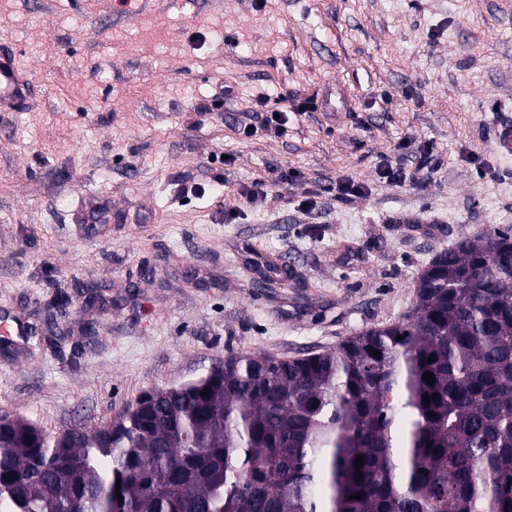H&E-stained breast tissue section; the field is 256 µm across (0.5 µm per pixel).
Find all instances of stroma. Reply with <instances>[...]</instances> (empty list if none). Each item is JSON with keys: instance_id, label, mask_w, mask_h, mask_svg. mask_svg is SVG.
Segmentation results:
<instances>
[{"instance_id": "stroma-1", "label": "stroma", "mask_w": 512, "mask_h": 512, "mask_svg": "<svg viewBox=\"0 0 512 512\" xmlns=\"http://www.w3.org/2000/svg\"><path fill=\"white\" fill-rule=\"evenodd\" d=\"M1 48L32 81L0 112V415L47 433L233 354L335 348L407 313L438 253L512 230V0H0ZM329 84L338 111H299ZM261 97L284 135L237 128ZM426 146L431 175L380 177Z\"/></svg>"}]
</instances>
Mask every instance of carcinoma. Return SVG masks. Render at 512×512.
I'll return each mask as SVG.
<instances>
[{
  "mask_svg": "<svg viewBox=\"0 0 512 512\" xmlns=\"http://www.w3.org/2000/svg\"><path fill=\"white\" fill-rule=\"evenodd\" d=\"M0 512H512V232L332 350L229 356L100 432L0 423Z\"/></svg>",
  "mask_w": 512,
  "mask_h": 512,
  "instance_id": "carcinoma-1",
  "label": "carcinoma"
}]
</instances>
